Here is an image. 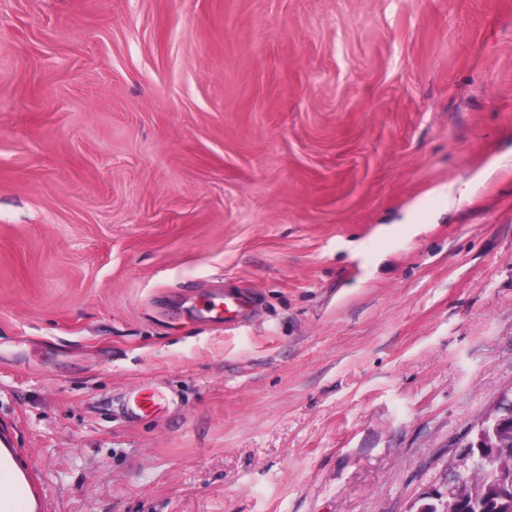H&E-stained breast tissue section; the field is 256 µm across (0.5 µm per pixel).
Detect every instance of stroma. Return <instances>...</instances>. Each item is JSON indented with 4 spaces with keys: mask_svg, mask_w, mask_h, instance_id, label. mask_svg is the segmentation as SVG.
Returning <instances> with one entry per match:
<instances>
[{
    "mask_svg": "<svg viewBox=\"0 0 512 512\" xmlns=\"http://www.w3.org/2000/svg\"><path fill=\"white\" fill-rule=\"evenodd\" d=\"M511 394L512 0H0L9 498L417 512ZM247 300L239 290L216 289L207 300L201 318L208 322H224V326L239 323L245 316Z\"/></svg>",
    "mask_w": 512,
    "mask_h": 512,
    "instance_id": "obj_1",
    "label": "stroma"
}]
</instances>
